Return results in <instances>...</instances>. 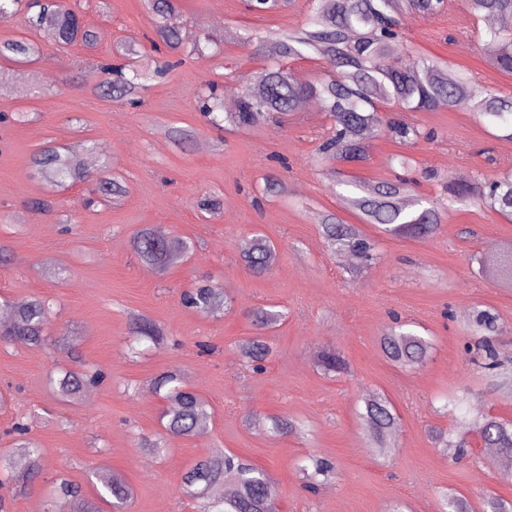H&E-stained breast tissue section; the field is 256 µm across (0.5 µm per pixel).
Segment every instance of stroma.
Returning <instances> with one entry per match:
<instances>
[{"instance_id":"35a3bbf8","label":"stroma","mask_w":512,"mask_h":512,"mask_svg":"<svg viewBox=\"0 0 512 512\" xmlns=\"http://www.w3.org/2000/svg\"><path fill=\"white\" fill-rule=\"evenodd\" d=\"M98 32V46L61 53L44 45L37 59H0L7 88L0 94V243L12 263L0 272V299L35 297L49 302L46 334L51 343L33 349L0 340V452L11 448L15 422L28 425L43 451V475L65 470L70 480L95 497L92 472L120 473L133 491L129 512H199L182 490L184 474L215 448L247 458L268 471L281 512H437L439 494L453 489L474 512L486 496L512 501V469L504 454L472 442L470 454L451 461L431 430L468 434L478 412L512 420V400L479 383L464 350L472 341L461 305H486L500 316L498 350L512 360V288L501 287L485 269L493 246L512 245V219L483 206H453L438 233L406 239L362 230L378 243L380 258L359 275L327 251L317 222L333 211L347 223L358 216L343 209L336 182L312 163L327 124L318 109H303L287 123L268 122L258 131L219 132L206 126L194 94L212 82H237L264 66L253 46L237 35L264 33L303 24L305 9L275 14L247 11L242 0H179L181 25L211 31L222 42L213 57H185L183 63L145 95L140 111L93 97L103 78L96 64L116 44L154 35L142 0H67ZM406 39L398 51L433 56L473 74L476 94L490 87L512 93V75L498 71L488 51L486 22L475 19L461 0H448L437 16L403 19ZM414 120L435 131L437 141L410 147L387 133L374 137L366 163L348 172L366 183L393 177L396 155H413L433 178L421 195L441 193V180L493 177L512 169V139L477 122L458 105L417 112ZM191 130L175 142L165 130ZM88 139L96 150L85 158L90 172L108 165L125 187L119 205H88L93 181L54 193L30 175L32 154L45 142L61 146ZM286 158L288 194L257 201L256 187L278 172ZM53 196L54 212L31 210L30 200ZM208 195L221 202L215 215L202 213ZM163 228L168 237L188 238L192 254L165 273L142 263L130 248L141 228ZM260 229L277 247L268 273L245 268L242 244ZM209 277L235 300L221 317H205L182 305L180 295ZM274 305L285 319L267 331L273 357L264 372L245 369L237 343L252 335L249 309ZM160 324L164 345L129 353L130 316ZM412 321L430 337L433 350L416 371L393 366L380 339L395 320ZM76 337V355L106 374V382L67 402L55 396L49 377L65 353L53 340ZM216 351H200L201 343ZM336 348L348 370L324 375L318 352ZM180 369L188 385L208 402L205 431L184 439L162 433L165 401L150 391L154 375ZM387 397L400 416L391 441L395 451L380 457L370 450L359 417L363 401ZM298 422V434L272 436L265 418ZM163 436L152 454L140 438ZM323 457L336 474L312 494L297 469L305 457Z\"/></svg>"}]
</instances>
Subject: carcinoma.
Instances as JSON below:
<instances>
[{
  "instance_id": "1",
  "label": "carcinoma",
  "mask_w": 512,
  "mask_h": 512,
  "mask_svg": "<svg viewBox=\"0 0 512 512\" xmlns=\"http://www.w3.org/2000/svg\"><path fill=\"white\" fill-rule=\"evenodd\" d=\"M475 18L491 19L490 42L500 45L493 65L512 75V0H465ZM154 17L155 38L150 40L154 51L166 49L170 54L193 48L204 52V46L217 41L208 33L194 34L171 23L178 12L176 0H144ZM443 0H309L304 24L288 33L273 32L265 36L246 32L240 41L257 47V54L269 60L270 65L252 77H242L244 89L236 107L224 110V98L213 84L198 93L199 111L206 122L218 129L240 131L261 127L273 118L292 116L300 111V103L313 100L320 111L331 120L327 135L316 148L317 164L336 176V185L347 187L340 194L343 207L356 212L365 224H377L391 235L410 239L434 236L442 222L443 212L453 205H479L512 217V172L488 181L477 175L466 182L448 178L446 198L431 201L418 194L419 182L410 176L418 161L402 155L400 165L409 175L395 180H381L371 185L344 178L342 165L368 160L367 140L378 130L389 132L399 142L414 145L420 140L434 139L412 120L391 121L386 112H425L450 107L469 96L472 76L461 69H452L448 63L420 56L406 59L395 54L394 44L402 39L401 18L406 14L434 16L443 8ZM24 15L27 26L46 36L59 48L80 44L92 48L97 44L96 32L86 27L80 16L63 0H0V22H8ZM40 54L37 42L28 37H17L0 42V57L27 61ZM317 56L327 64V71L314 80L299 82L290 68L296 60ZM141 49L135 42L122 44L109 60L98 64L103 81L92 88V95L100 100L128 105H142L150 81L164 76L175 63L167 60L152 71L140 68L136 59ZM470 109L480 123L501 130L512 139V93L491 89L471 100ZM86 143L61 153L52 144L41 146L33 155V172L49 186L63 187L66 181H81L86 177L83 155L93 151ZM125 192L119 181L100 175L96 193L104 200L114 199ZM287 185L278 175L265 178L262 193L283 197ZM321 234L328 250L336 254L352 253L369 264L377 258L375 243L366 237L356 224H348L337 214L319 215ZM138 258L165 271L179 256L193 251L191 241L168 239L149 228L138 230L130 240ZM277 258L275 245L265 235L256 233L243 253L245 265L257 274L272 269ZM499 281L512 285V246L499 249ZM183 303L203 316H218L234 306V299L224 289L210 282L202 284L182 296ZM11 318L0 322V337L17 344L42 348L47 341L45 326L50 306L39 298L21 305H9ZM278 311L256 307L249 318L259 329L271 328L281 320ZM133 340L150 341L161 345L166 340L164 330L145 315L131 317ZM466 330L479 337L471 360L490 387L499 390L512 386V376L503 368L494 340L498 331L495 310L475 308L469 315ZM381 348L396 366L407 370L422 368L429 359L431 339L412 329L392 330L385 334ZM238 353L250 369L260 372L272 354L265 337L256 334L238 342ZM317 367L326 375H339L347 363L334 348L322 349ZM100 371L78 366L61 365L57 376L50 378L56 394L66 401L76 400L91 386L101 382ZM152 390L167 401L162 415L165 432L177 437H193L210 419L206 400L183 381L181 372L169 369L150 380ZM365 431L376 452H393L390 442L399 417L392 403L385 397L372 396L364 401L361 413ZM270 431L275 435L300 432L293 420L269 417ZM472 432L479 437L482 447L496 448L512 454V423L491 414H481L471 420ZM13 433L16 447L0 453V486L13 483L25 490L39 475L42 451L38 444L26 438L28 427L16 423ZM432 437L440 447L448 450L451 458L459 460L470 447L467 437L448 440L445 432L434 429ZM304 486L314 491L319 477L334 474L332 463L314 460L300 467ZM104 494L112 497L110 505L123 508L131 497L125 479L109 469L98 475ZM230 483L235 492L224 497H211L214 487ZM185 493L202 502L203 512H278L272 494L269 474L251 461L226 452H219L198 461L184 477ZM47 509L51 512H89L81 485L61 474L49 489ZM440 512H470L468 501L450 489L443 495Z\"/></svg>"
}]
</instances>
